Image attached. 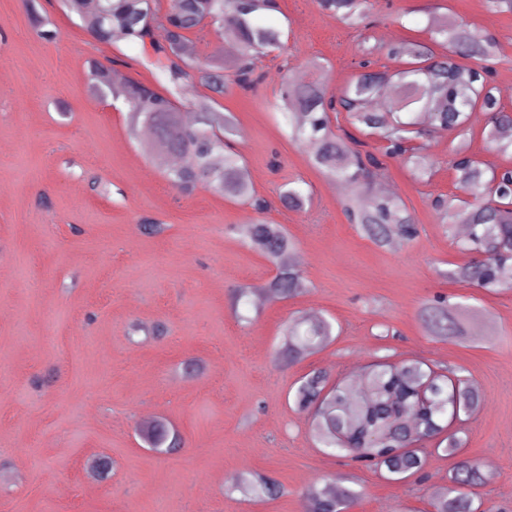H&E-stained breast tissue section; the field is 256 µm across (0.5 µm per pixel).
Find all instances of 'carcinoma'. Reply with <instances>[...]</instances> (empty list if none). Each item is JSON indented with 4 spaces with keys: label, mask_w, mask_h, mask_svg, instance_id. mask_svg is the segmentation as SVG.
<instances>
[{
    "label": "carcinoma",
    "mask_w": 512,
    "mask_h": 512,
    "mask_svg": "<svg viewBox=\"0 0 512 512\" xmlns=\"http://www.w3.org/2000/svg\"><path fill=\"white\" fill-rule=\"evenodd\" d=\"M76 14L83 28L98 40L112 44H145L146 38L162 31L163 42H152L156 52L175 56L162 76L173 89L161 93L135 81L118 83L114 69L94 62L89 78L96 95L125 97L135 126H148L154 139L145 148L150 153H166L180 158L165 176L184 195L212 190L231 201L250 206L261 214L267 201L256 195L243 177L245 159L228 143L232 126L216 110L217 98L224 95V62H204L186 54L193 39L205 44L211 31L227 33L239 44L232 63L236 84L251 89L263 82L257 72L258 56L278 49L284 32L263 22L262 14L278 9L276 0H170L160 14L159 0H62ZM329 14L354 22L366 15L368 0H318ZM435 43L444 49L437 55L430 48L407 41L394 43L390 54L406 64L400 82L386 110L370 112L366 104L379 93L380 81L364 74L353 77L340 96L330 94L322 79L324 65L312 61L316 78L297 86L284 83L280 99L288 119L289 137L302 145L313 163L327 176L359 193L382 168L371 153H362L360 142L331 128L330 113L342 108L355 121L370 129L386 143L384 155L395 158L407 151V143L427 138L436 131L462 132L472 126L473 115L483 117L489 148L499 152L512 149V116L504 112L495 87L488 83L482 63L492 59L497 42L492 37L474 40L466 28L446 18L430 21ZM207 88L211 95L197 104L203 122H186L175 94L186 90L187 78ZM218 134H213V131ZM458 172L457 189L467 199L456 197L436 201L453 224L468 225L462 246L475 253L473 260L457 267L451 278L461 283L498 293L512 292V177L489 173L459 146L453 163ZM350 220L377 244H386L395 234L411 238L413 220L392 196L375 191L369 204L348 208ZM236 231L243 242L262 255L276 270L264 289L276 299H290L305 290L303 273L288 263L294 242L280 224L261 219L241 224ZM426 328L435 336L456 342L466 336L460 307L443 297L428 301L421 311ZM333 340V325L324 318L295 320L284 330L280 355L295 363L312 355ZM366 380L355 394L346 380L330 382L324 370H313L299 380L293 400L298 409L311 413L313 436L321 448L345 450L362 462L385 467L390 479L400 481L423 469L424 458L407 446L439 440L454 453L460 447L451 423L476 410L482 402L477 388L467 381L452 379L418 359L376 360L365 368ZM428 383L425 398L419 386ZM148 448L167 455L183 446V439L165 422L154 420L139 429ZM485 473L476 464L463 462L454 467L450 484L431 502L433 512H477L467 488L486 483ZM269 498L282 493L272 477L253 473L242 479ZM359 496L350 486L311 485L307 490L310 512H346Z\"/></svg>",
    "instance_id": "cac0c4a2"
}]
</instances>
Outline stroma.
<instances>
[{
  "label": "stroma",
  "mask_w": 512,
  "mask_h": 512,
  "mask_svg": "<svg viewBox=\"0 0 512 512\" xmlns=\"http://www.w3.org/2000/svg\"><path fill=\"white\" fill-rule=\"evenodd\" d=\"M277 3L267 22L283 29L282 49L260 59L255 89L227 82L219 109L235 121L236 147L270 204L263 218L286 229L307 289L237 307L234 288L274 274L234 231L253 210L206 190L182 196L131 134L127 106L92 91V60L155 85L146 53L96 40L58 0H0V512H303L308 486L348 477L361 493L349 512H432L433 492L460 460L488 477L475 504L512 512V292L449 278L472 255L433 206L457 193L449 159L458 145L499 170L512 169V152L490 150L478 121L462 137L430 136L424 178L385 159L372 185H390L417 229L396 250L349 221L346 190L289 139L278 110L281 82L312 78L311 59L325 63L335 93L363 61L398 69L391 44L429 43L430 19L451 17L496 40L492 84L512 113V13L488 0H370L366 19L349 25L316 0ZM42 18L55 40L42 38ZM287 183L309 194L304 209L280 201ZM145 217L166 231L143 233ZM437 294L466 305V330L482 335H431L420 310ZM302 315L331 319L335 339L282 363V328ZM134 323L166 333L132 337ZM383 357L424 360L475 383L484 399L463 421L456 455L425 442L423 471L403 481L316 448L309 415L288 398L312 370L338 380ZM191 359L202 369L190 378ZM146 409L179 431L177 453L145 448ZM101 454L112 461L104 480L89 472ZM246 472L273 476L283 494H243L234 480Z\"/></svg>",
  "instance_id": "obj_1"
}]
</instances>
